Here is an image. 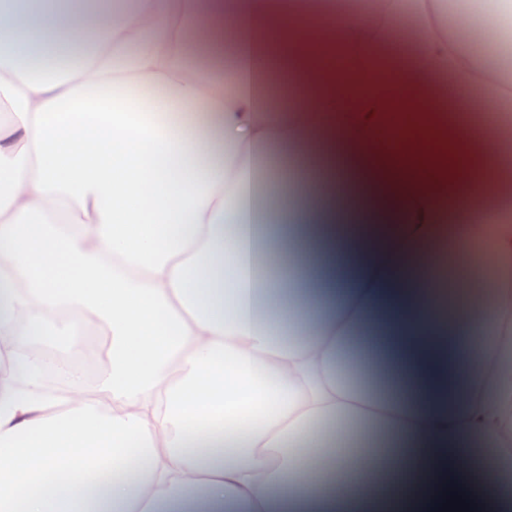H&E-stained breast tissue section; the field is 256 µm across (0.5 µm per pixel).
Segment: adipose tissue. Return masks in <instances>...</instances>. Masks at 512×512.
Wrapping results in <instances>:
<instances>
[{
	"label": "adipose tissue",
	"instance_id": "adipose-tissue-1",
	"mask_svg": "<svg viewBox=\"0 0 512 512\" xmlns=\"http://www.w3.org/2000/svg\"><path fill=\"white\" fill-rule=\"evenodd\" d=\"M81 3L0 0V512H512V0ZM94 337L95 345L92 351L97 352L99 357V368L95 376L94 374L96 372L97 363L96 357H94L92 353L75 351L67 357V360L68 362L76 364L82 368V379L84 381L88 382L92 380V377L94 376L93 383H96L108 364L107 351L109 347V338L108 336H105L103 331Z\"/></svg>",
	"mask_w": 512,
	"mask_h": 512
}]
</instances>
